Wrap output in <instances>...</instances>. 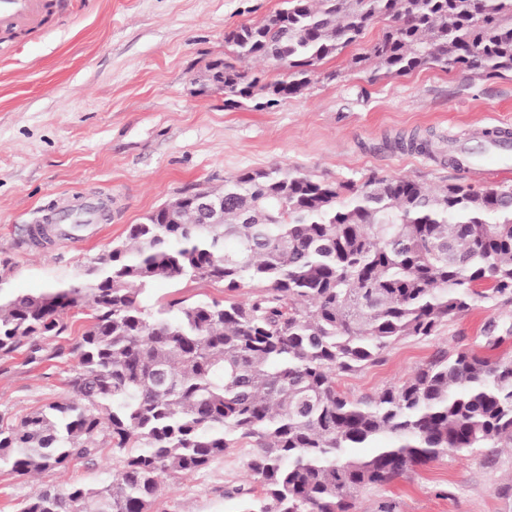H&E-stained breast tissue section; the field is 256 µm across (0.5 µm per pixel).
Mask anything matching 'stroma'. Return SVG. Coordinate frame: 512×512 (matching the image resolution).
<instances>
[{"label": "stroma", "instance_id": "obj_1", "mask_svg": "<svg viewBox=\"0 0 512 512\" xmlns=\"http://www.w3.org/2000/svg\"><path fill=\"white\" fill-rule=\"evenodd\" d=\"M283 0H66L42 24L0 39V263L11 287L36 293L81 274L124 241L130 225L183 194L222 187L247 171L282 167L329 182L363 184L371 176H406L436 188L448 183L512 184V169L488 179L465 175L448 155H426L411 140L456 139L477 151L485 132L512 129V75L422 68L390 77L375 62L351 66L386 24L378 22L342 55L318 64L309 87L264 111L224 104L220 92L197 93L209 61L239 60L225 32L255 23ZM101 210L77 238L50 231L40 247L31 229L55 213ZM260 287L233 293L208 281L155 282L147 302L224 297L244 301ZM80 306L67 331L45 348L54 357L28 362L27 348L0 357V417L15 423L69 397L75 343L91 324ZM502 337L489 348V336ZM470 349L512 357V303L476 298L472 309L428 339L406 338L382 362L336 379L361 397L400 383L438 350ZM253 454L242 440L205 469L165 479L153 512H236L225 488L249 485ZM120 465L102 449L93 463L30 477L0 468V512H19L37 488L96 486ZM512 480V448H482L418 466L394 483L354 495L355 512H512L501 487Z\"/></svg>", "mask_w": 512, "mask_h": 512}]
</instances>
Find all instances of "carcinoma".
<instances>
[{
  "label": "carcinoma",
  "mask_w": 512,
  "mask_h": 512,
  "mask_svg": "<svg viewBox=\"0 0 512 512\" xmlns=\"http://www.w3.org/2000/svg\"><path fill=\"white\" fill-rule=\"evenodd\" d=\"M284 4L224 35L242 61L279 60L280 79L262 85L216 59L194 84L271 108L383 18L393 25L351 65L512 74V0ZM205 193L224 199V223H200L188 194L166 204L180 223L131 225L76 280L13 295L0 273L1 356L26 346L32 362L55 358L43 342L63 335L64 316L93 311L72 396L0 424V467L26 476L92 463L106 442L121 455L108 482L38 489L21 512H70L75 500L81 512H152L165 477L207 467L236 438L254 446L253 485L224 491L238 512H352L359 489L417 465L512 447V359L440 352L370 397L336 386L400 340L436 335L477 296L512 301V185L358 186L273 168ZM160 279L263 289L242 302L146 304Z\"/></svg>",
  "instance_id": "cac0c4a2"
}]
</instances>
